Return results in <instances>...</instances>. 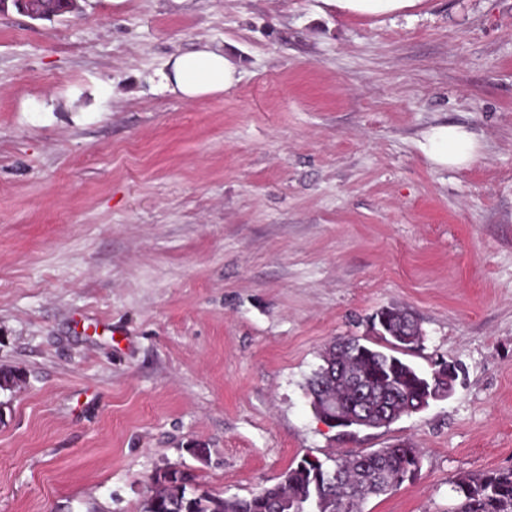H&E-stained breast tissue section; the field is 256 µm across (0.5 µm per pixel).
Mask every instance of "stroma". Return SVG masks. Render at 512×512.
<instances>
[{"label": "stroma", "instance_id": "obj_1", "mask_svg": "<svg viewBox=\"0 0 512 512\" xmlns=\"http://www.w3.org/2000/svg\"><path fill=\"white\" fill-rule=\"evenodd\" d=\"M78 5L0 11V512H141L168 468L243 497L401 441L418 474L365 512H452L512 469V0ZM204 44L231 88L152 83ZM448 125L470 165L427 157ZM386 307L407 361L464 373L349 438L303 386ZM336 8L363 14L394 12L418 5L421 0H328ZM429 159L438 165L460 167L474 162L479 144L469 131L456 126L432 129L427 136Z\"/></svg>", "mask_w": 512, "mask_h": 512}]
</instances>
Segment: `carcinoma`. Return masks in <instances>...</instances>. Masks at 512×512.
I'll list each match as a JSON object with an SVG mask.
<instances>
[{"mask_svg": "<svg viewBox=\"0 0 512 512\" xmlns=\"http://www.w3.org/2000/svg\"><path fill=\"white\" fill-rule=\"evenodd\" d=\"M380 349L361 343L357 337L343 338L330 347L306 385V396L319 412L315 395L328 394L348 412L362 402L375 407L381 402L386 424L413 414L416 401L428 383L447 382L432 378L400 357L419 344L421 329L405 311L387 307L378 314ZM356 376L361 387L351 385ZM420 450L410 442L372 451L340 454L330 464L302 458L274 485L248 496L224 497L202 491L177 469L155 473V489L147 496L142 512H363L372 497L388 495L418 472ZM461 497L453 512H512V469L482 475H464L455 484Z\"/></svg>", "mask_w": 512, "mask_h": 512, "instance_id": "cac0c4a2", "label": "carcinoma"}]
</instances>
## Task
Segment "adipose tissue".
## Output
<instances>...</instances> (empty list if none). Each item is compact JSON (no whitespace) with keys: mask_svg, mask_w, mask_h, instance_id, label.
I'll list each match as a JSON object with an SVG mask.
<instances>
[{"mask_svg":"<svg viewBox=\"0 0 512 512\" xmlns=\"http://www.w3.org/2000/svg\"><path fill=\"white\" fill-rule=\"evenodd\" d=\"M157 76L166 90L196 99L232 87L237 81V69L221 50L206 46L172 56ZM427 142L428 157L438 165L460 167L478 157L479 144L475 136L460 127L434 128Z\"/></svg>","mask_w":512,"mask_h":512,"instance_id":"ef3b65f1","label":"adipose tissue"}]
</instances>
